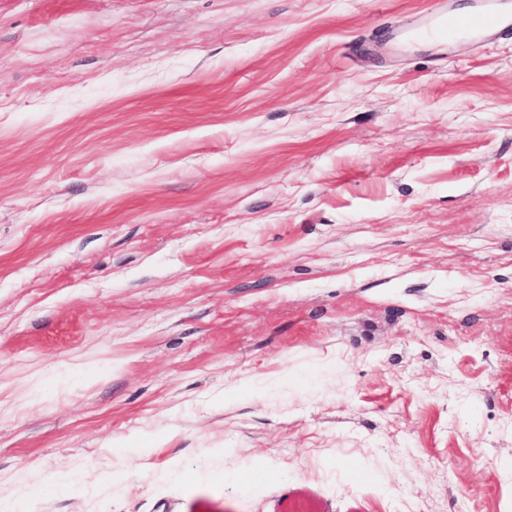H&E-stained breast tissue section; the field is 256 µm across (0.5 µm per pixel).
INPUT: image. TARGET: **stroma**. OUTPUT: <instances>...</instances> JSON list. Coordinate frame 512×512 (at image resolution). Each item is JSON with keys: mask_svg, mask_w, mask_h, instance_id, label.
Wrapping results in <instances>:
<instances>
[{"mask_svg": "<svg viewBox=\"0 0 512 512\" xmlns=\"http://www.w3.org/2000/svg\"><path fill=\"white\" fill-rule=\"evenodd\" d=\"M480 6L0 0V512H512ZM504 24V18L494 9L475 14L448 15L441 23L430 24L424 29L433 38L453 39L464 33L496 32Z\"/></svg>", "mask_w": 512, "mask_h": 512, "instance_id": "1", "label": "stroma"}]
</instances>
